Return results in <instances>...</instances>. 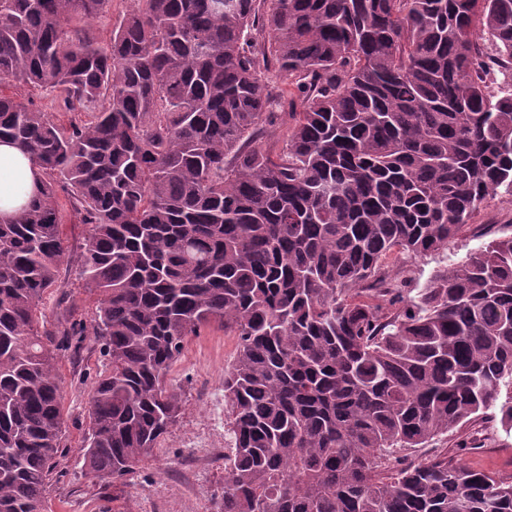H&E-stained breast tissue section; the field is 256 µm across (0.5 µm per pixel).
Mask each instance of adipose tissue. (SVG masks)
Returning <instances> with one entry per match:
<instances>
[{
    "instance_id": "ef3b65f1",
    "label": "adipose tissue",
    "mask_w": 512,
    "mask_h": 512,
    "mask_svg": "<svg viewBox=\"0 0 512 512\" xmlns=\"http://www.w3.org/2000/svg\"><path fill=\"white\" fill-rule=\"evenodd\" d=\"M43 179L39 168L8 139L0 140V222L12 220L33 197Z\"/></svg>"
}]
</instances>
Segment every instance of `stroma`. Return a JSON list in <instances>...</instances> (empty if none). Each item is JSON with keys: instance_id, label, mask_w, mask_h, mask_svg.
<instances>
[{"instance_id": "35a3bbf8", "label": "stroma", "mask_w": 512, "mask_h": 512, "mask_svg": "<svg viewBox=\"0 0 512 512\" xmlns=\"http://www.w3.org/2000/svg\"><path fill=\"white\" fill-rule=\"evenodd\" d=\"M60 230L68 255L57 287L50 289L39 305L38 317L53 325L67 311L89 324L95 317V297L84 288L76 263L88 227L67 207ZM511 234L512 198L499 196L461 228L446 250L416 259L394 253L385 269L405 281L407 288H422L435 271L453 268L492 239ZM236 350V337L214 324L187 338L168 375L185 399L179 421L131 474L108 486L85 472L80 457L89 426L88 393L107 364L102 342L86 336L78 357L62 356L59 372L65 402L61 445L66 454L57 467L44 512H217L224 486L223 448L230 443L224 426V372ZM204 434L218 440L220 449L210 453L196 447L197 438ZM443 450L456 461L512 478V432H505L492 415L475 417L448 437L416 449L415 455L426 459Z\"/></svg>"}]
</instances>
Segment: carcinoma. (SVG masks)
Masks as SVG:
<instances>
[{"label":"carcinoma","mask_w":512,"mask_h":512,"mask_svg":"<svg viewBox=\"0 0 512 512\" xmlns=\"http://www.w3.org/2000/svg\"><path fill=\"white\" fill-rule=\"evenodd\" d=\"M111 9L0 0V76L87 113L0 96V138L43 173L0 223V512L44 506L64 455L58 364L85 327L36 320L61 194L89 225L108 357L92 477L122 479L177 422L168 372L213 323L237 339L219 512H512L511 480L411 458L489 411L512 430V235L412 297L383 269L512 196V0H131L104 44Z\"/></svg>","instance_id":"obj_1"}]
</instances>
